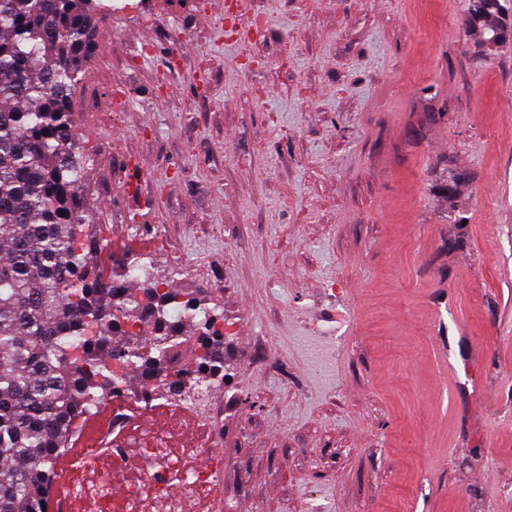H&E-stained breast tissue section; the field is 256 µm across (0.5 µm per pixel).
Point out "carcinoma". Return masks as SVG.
Masks as SVG:
<instances>
[{
	"label": "carcinoma",
	"mask_w": 512,
	"mask_h": 512,
	"mask_svg": "<svg viewBox=\"0 0 512 512\" xmlns=\"http://www.w3.org/2000/svg\"><path fill=\"white\" fill-rule=\"evenodd\" d=\"M483 44L512 36V0H471ZM97 0H0V512H45L72 420L112 392V362L167 376L194 324L204 351L194 372L224 369L221 317L209 300L156 283L112 286L102 241L79 189L89 159L69 119L96 48ZM153 332L145 336L144 327Z\"/></svg>",
	"instance_id": "obj_1"
}]
</instances>
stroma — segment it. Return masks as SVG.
Listing matches in <instances>:
<instances>
[{
    "mask_svg": "<svg viewBox=\"0 0 512 512\" xmlns=\"http://www.w3.org/2000/svg\"><path fill=\"white\" fill-rule=\"evenodd\" d=\"M112 0L72 110L112 259L216 303L227 382L119 437L221 512H512V39L469 0ZM468 25L478 32L483 44L496 47L512 36L511 0H470ZM144 458L152 464L141 481L129 487L127 496L128 511H139L138 504L144 495L152 499L169 504V512H178L176 501L168 498V485L172 480H177L186 491H193L198 488L210 489L215 483L217 473L224 467L222 457L214 455L213 464L208 468L186 469L181 465L179 459L174 458L167 451V448H156L154 445L145 443L140 448Z\"/></svg>",
    "mask_w": 512,
    "mask_h": 512,
    "instance_id": "1",
    "label": "stroma"
}]
</instances>
